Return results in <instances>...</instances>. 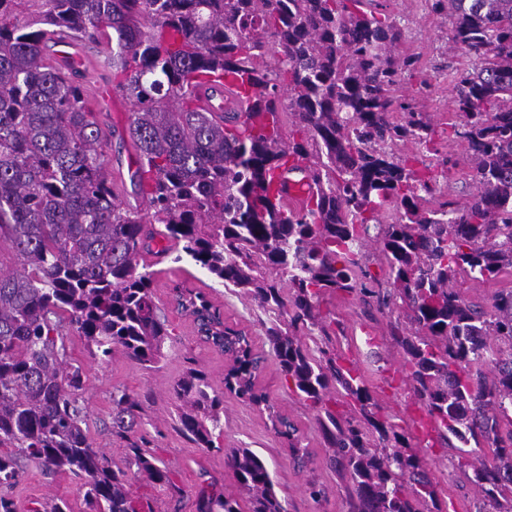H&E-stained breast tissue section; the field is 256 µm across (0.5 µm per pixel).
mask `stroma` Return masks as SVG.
Here are the masks:
<instances>
[{
	"label": "stroma",
	"instance_id": "stroma-1",
	"mask_svg": "<svg viewBox=\"0 0 512 512\" xmlns=\"http://www.w3.org/2000/svg\"><path fill=\"white\" fill-rule=\"evenodd\" d=\"M433 3L434 0H385L382 11L395 19L403 31L402 52L417 59L416 71L405 77L398 92L407 96L417 111L426 113L438 131L435 150L423 154L424 159L437 164L442 192L463 203L474 191L473 168L464 146L448 136L449 123L459 120L451 107L450 74L470 66L471 60L450 41L448 16L435 11ZM88 108L108 133L104 152L118 198L125 202L134 200L139 156L125 133L133 105L125 98L112 103L92 98ZM145 261L156 272L153 283L156 301L168 320L165 357L158 365L145 368L119 353L102 363L89 355L80 336L67 337L68 353L73 362L82 366L86 376L80 402L87 411L85 428L94 445L111 459L113 468L135 472L126 441L112 433V393L126 391L140 404L139 435L150 441L172 473L175 486L171 489L137 481L133 491L138 512H195V490L204 475L223 484L226 491H236L233 473L224 464L223 451L227 448H250L267 460L276 491L288 503V512H348L345 484L327 462L329 450L316 413L287 387L269 351L265 329L271 321L270 315L257 310L240 293L212 281L199 267L188 263L179 267L167 260L158 261L152 254L146 255ZM177 283L206 293L220 308L226 324L251 336L255 350L264 356L258 386L297 427L301 445L309 453L306 467L294 464L286 440L274 432L266 413L230 393L224 396L220 449L197 448L181 434L177 421L183 405L171 391L173 384L194 369L205 374L215 389L223 390L224 373L230 361L224 353L203 344L192 317L174 308L170 290ZM321 308L338 323L335 336L338 352L357 362L377 402L391 414L405 419L414 416L416 408L402 382L403 357L389 336V315L378 313L356 294L325 296ZM425 459L427 472L438 485L442 512H471L477 490L455 473L447 449H431ZM312 481L324 491L317 502L307 493V485ZM9 495L17 512H30L35 503L57 498L67 499L73 512H85L82 494L69 475L48 476L33 464L25 468Z\"/></svg>",
	"mask_w": 512,
	"mask_h": 512
}]
</instances>
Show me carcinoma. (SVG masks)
I'll use <instances>...</instances> for the list:
<instances>
[{"instance_id":"obj_1","label":"carcinoma","mask_w":512,"mask_h":512,"mask_svg":"<svg viewBox=\"0 0 512 512\" xmlns=\"http://www.w3.org/2000/svg\"><path fill=\"white\" fill-rule=\"evenodd\" d=\"M369 9L364 10L362 6ZM376 0H0V486L33 463L67 473L88 512H137L139 476L175 487L171 472L137 436L139 403L112 395V431L137 471L112 468L84 429L82 368L74 333L103 362L119 351L152 368L168 336L140 270L156 240L173 262L194 264L259 309L277 315L266 340L285 381L316 411L330 463L346 482L350 512H427L437 490L417 449L486 444L456 468L477 487L474 512H512V292L490 309L454 288L460 276L492 280L512 268V0H434L472 66L451 73L453 136L466 145L476 192L441 201L434 166L400 156L399 143L430 152L426 113L395 95L414 64L397 52L402 32ZM94 44L123 76L135 106L127 128L139 150L141 203L112 189L104 134L87 107L86 84L52 61L53 37ZM272 58L270 66L266 58ZM245 80L246 119L194 104L203 76ZM288 114V136L281 114ZM308 172L305 208L273 200L278 175ZM386 264L368 270V245ZM179 304L233 365L224 389L264 406L293 459L307 463L297 429L254 380L250 337L224 325L200 291ZM336 291L406 311L391 325L420 421L411 430L385 414L354 364L332 347L322 299ZM321 336L320 356L305 337ZM344 391L352 414H336ZM184 405L179 430L198 448H220L224 396L194 371L173 385ZM224 460L246 498L205 479L196 512H287L264 459L250 448Z\"/></svg>"}]
</instances>
